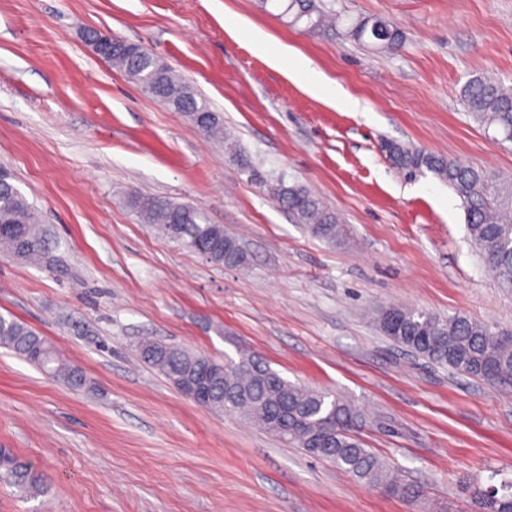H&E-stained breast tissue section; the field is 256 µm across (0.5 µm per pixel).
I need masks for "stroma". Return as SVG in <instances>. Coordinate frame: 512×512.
<instances>
[{
  "mask_svg": "<svg viewBox=\"0 0 512 512\" xmlns=\"http://www.w3.org/2000/svg\"><path fill=\"white\" fill-rule=\"evenodd\" d=\"M324 2L396 26L401 48L307 33L258 0H0V169L56 244L42 267L0 253V314L96 385L71 391L0 347V449L47 484L24 500L0 476V512H473L466 485L512 480V383L432 364L373 323L394 305L512 327V294L470 242L460 197L432 173L395 168L386 150L512 180V147L459 100L473 74L512 80V0ZM91 29L149 49L256 165L335 211L343 238L295 224L223 141L98 57ZM287 50L358 108L309 91ZM134 193L198 207L247 267L215 266L140 223ZM142 336L214 357L243 347L289 381L354 400L363 439L422 487L421 502L198 406L138 359Z\"/></svg>",
  "mask_w": 512,
  "mask_h": 512,
  "instance_id": "35a3bbf8",
  "label": "stroma"
}]
</instances>
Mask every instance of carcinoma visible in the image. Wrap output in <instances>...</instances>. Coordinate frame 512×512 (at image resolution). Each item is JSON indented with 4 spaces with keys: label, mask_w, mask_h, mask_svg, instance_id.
I'll use <instances>...</instances> for the list:
<instances>
[{
    "label": "carcinoma",
    "mask_w": 512,
    "mask_h": 512,
    "mask_svg": "<svg viewBox=\"0 0 512 512\" xmlns=\"http://www.w3.org/2000/svg\"><path fill=\"white\" fill-rule=\"evenodd\" d=\"M281 15L291 24L304 23L316 34L336 33V15L325 11L319 0H276ZM359 43L386 49L401 44V34L389 23L355 21L345 28ZM140 88L175 112L205 115L202 131L224 139L225 147L249 173L250 180L288 211L294 221L320 240L336 242L343 228L339 216L326 209L319 198L299 184L267 179L254 168L237 144L224 137L220 115L197 99L194 89L145 47L118 42L107 58ZM464 109L502 143H512V86L497 78L474 76L462 86ZM393 163L409 171L427 170L452 187L463 200L467 233L480 250L485 265L500 287L512 291V183L500 180L490 170L446 159L442 156L392 145ZM129 207L140 222L162 237L198 251L217 266L243 267L247 254L224 232L222 224H208L200 210L164 197L135 194ZM49 231L38 220L34 207L8 180L0 182V250L18 260L52 261ZM374 323L383 336L436 364L478 378L512 382V333L476 321L464 313L440 315L422 309L382 306L374 312ZM0 346L16 357L62 382L74 391L92 392L94 384L85 372L65 360L36 329L12 316L0 314ZM140 358L161 373L178 390L200 375L214 395L210 411L244 415L255 427L301 448L307 455L333 464L363 485L416 501L418 487L390 468L365 443L358 428L365 421L362 410L336 393L292 383L282 377L255 352L239 350L237 358L215 359L181 345L145 338L138 346ZM0 467L24 495L42 492L44 480L31 466L0 454ZM471 499L478 512H512V481L500 486L472 485Z\"/></svg>",
    "instance_id": "1"
}]
</instances>
